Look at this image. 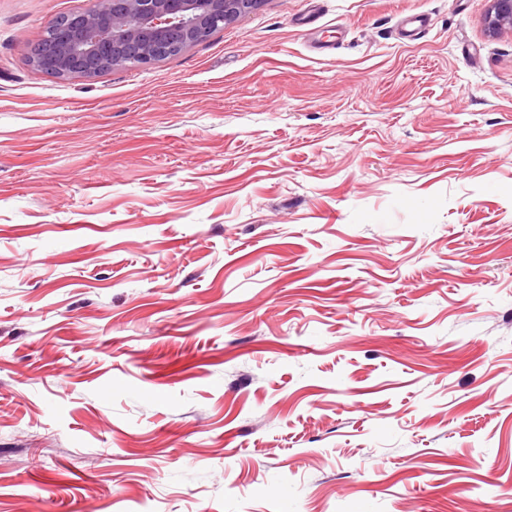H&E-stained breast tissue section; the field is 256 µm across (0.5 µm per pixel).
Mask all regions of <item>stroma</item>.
<instances>
[{
    "label": "stroma",
    "mask_w": 512,
    "mask_h": 512,
    "mask_svg": "<svg viewBox=\"0 0 512 512\" xmlns=\"http://www.w3.org/2000/svg\"><path fill=\"white\" fill-rule=\"evenodd\" d=\"M0 0V512H512V31L263 0L59 80Z\"/></svg>",
    "instance_id": "obj_1"
}]
</instances>
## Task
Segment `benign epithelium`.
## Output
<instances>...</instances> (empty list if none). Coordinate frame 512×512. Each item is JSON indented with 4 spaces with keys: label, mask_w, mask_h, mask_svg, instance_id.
I'll use <instances>...</instances> for the list:
<instances>
[{
    "label": "benign epithelium",
    "mask_w": 512,
    "mask_h": 512,
    "mask_svg": "<svg viewBox=\"0 0 512 512\" xmlns=\"http://www.w3.org/2000/svg\"><path fill=\"white\" fill-rule=\"evenodd\" d=\"M262 0H88L77 18L58 17L44 39L49 50L32 60L55 78L87 77L91 64L104 72L116 65L148 66L201 43L214 31L255 10ZM512 27V0H490L487 35Z\"/></svg>",
    "instance_id": "7a95c632"
}]
</instances>
